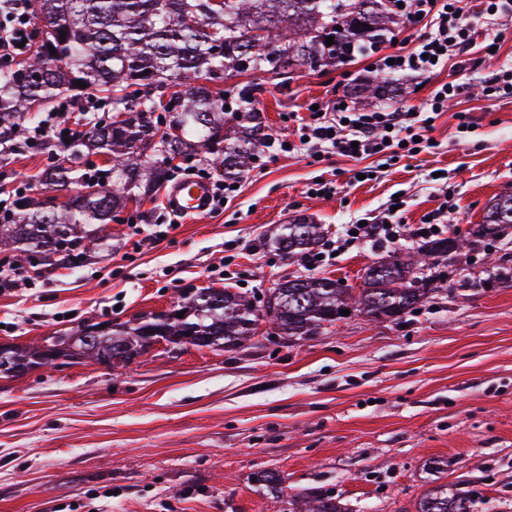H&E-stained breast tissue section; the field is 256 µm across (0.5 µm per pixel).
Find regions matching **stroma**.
<instances>
[{"mask_svg": "<svg viewBox=\"0 0 512 512\" xmlns=\"http://www.w3.org/2000/svg\"><path fill=\"white\" fill-rule=\"evenodd\" d=\"M496 44L487 54V44ZM512 65V27L480 28L475 46L430 76H393L402 87L385 108L422 111L439 84L464 91L439 113L431 145L412 157L359 162L305 151L249 163L223 211L183 218L168 238L131 251L125 221L99 228L111 250L81 268L47 267L36 286L0 294V345L41 344L84 321H133L172 307L186 287L241 288L261 298L279 281L306 274L301 256L268 241L296 218L325 228L373 221L402 195L401 221L421 223L449 187L448 221L481 223L490 199L512 192V97L487 100L493 71ZM365 58L287 78L227 77L251 88L266 134L294 135L311 102L345 94L371 78ZM472 128L457 129V113ZM46 157L1 154L0 172L42 199L58 189L41 180ZM376 179L355 181L361 165ZM447 182L431 180L435 169ZM336 192L319 198L316 179ZM386 249L358 245L319 275L360 288L365 268ZM512 267V229L452 260L424 267L435 290L397 321L359 314L301 340L257 336L230 351L154 345L122 374L82 361L0 378V512H288L308 489L331 492L349 512H416L420 496L445 484L512 512V283L466 285V275ZM225 267L219 277L215 268ZM272 469L282 494L256 483Z\"/></svg>", "mask_w": 512, "mask_h": 512, "instance_id": "1", "label": "stroma"}]
</instances>
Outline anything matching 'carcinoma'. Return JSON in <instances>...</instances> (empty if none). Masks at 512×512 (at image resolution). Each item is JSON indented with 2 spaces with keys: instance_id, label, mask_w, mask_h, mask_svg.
<instances>
[{
  "instance_id": "carcinoma-1",
  "label": "carcinoma",
  "mask_w": 512,
  "mask_h": 512,
  "mask_svg": "<svg viewBox=\"0 0 512 512\" xmlns=\"http://www.w3.org/2000/svg\"><path fill=\"white\" fill-rule=\"evenodd\" d=\"M34 8V20L48 16L56 24L50 31L36 27L29 57L0 71V142L13 136L22 115L34 122L60 98L83 92L78 81L120 119L94 122L71 144L67 162L41 173L58 185L82 181L85 160L98 154L107 159L106 169L94 170L101 184L52 211L42 200L19 196L12 218L0 222V244L15 246L19 264L33 268L83 266L91 252L85 242L104 245L98 227L112 223L129 203L153 196L176 158L216 154L226 179L245 171L264 140L259 113L241 92V105L231 112L234 141L226 142L221 92L208 85L211 73L282 75L298 65L327 66L344 45L377 42L395 23L389 0H223L220 6L212 0H34ZM393 92L389 82L366 80L350 95L384 99ZM159 110L165 112L166 131L153 121ZM507 228L512 229L511 192L490 201L477 227L453 229L427 245L423 256L435 262ZM320 236V225L298 218L281 225L272 244L291 257L315 247ZM430 292L414 260L400 253L367 266L356 295L339 280L315 276L280 282L257 302L231 288H187L170 312L132 324L108 323L101 331L99 323H83L47 337L42 347L0 345V377L52 366L60 355L116 371L161 341L180 350H226L254 338L264 322L280 336H311L346 319L343 310L393 321ZM257 481L277 494L284 484L272 470L259 472ZM297 503L291 512H347L327 492L307 491ZM416 512H478V501L469 491L440 485L421 496Z\"/></svg>"
}]
</instances>
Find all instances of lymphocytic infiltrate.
I'll return each mask as SVG.
<instances>
[{
  "label": "lymphocytic infiltrate",
  "mask_w": 512,
  "mask_h": 512,
  "mask_svg": "<svg viewBox=\"0 0 512 512\" xmlns=\"http://www.w3.org/2000/svg\"><path fill=\"white\" fill-rule=\"evenodd\" d=\"M391 2L397 5L398 15L411 22L428 21L431 31L412 48L375 55L371 65L374 72L380 74L413 72L424 75L433 72L436 66L444 65L448 59L461 56L472 48L478 32V19L512 24V0H482V8L474 21L465 17L459 6L460 0H409L405 8L401 7L400 0ZM33 40L31 0H0V65L19 64L27 53V43ZM460 90L456 81L442 83L431 93L426 111L419 113L409 109L358 110L343 106L338 98L322 102L298 126L297 143L289 145L282 138L268 136L265 155L271 158L287 150L295 152L302 148L316 160L327 151L357 160L374 155L390 160L405 157L411 155L417 139L426 138L434 115L442 112ZM91 107L92 102L88 99L78 102L69 97L62 98L56 111L45 113L35 125L16 131L14 147L23 152L60 157L68 148V140L83 134L79 125L62 121V113L86 111ZM448 209V203H441L426 214L421 223L411 225L401 222L399 212L385 208L376 222L343 231L322 254L307 255L305 265L312 270L318 269L333 253L356 244L386 247L439 236L448 229Z\"/></svg>",
  "instance_id": "1"
}]
</instances>
